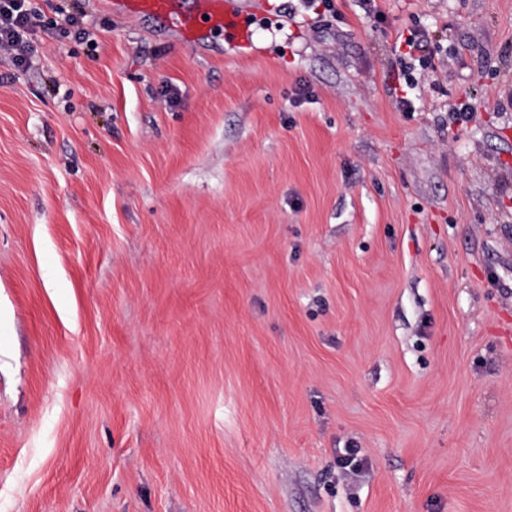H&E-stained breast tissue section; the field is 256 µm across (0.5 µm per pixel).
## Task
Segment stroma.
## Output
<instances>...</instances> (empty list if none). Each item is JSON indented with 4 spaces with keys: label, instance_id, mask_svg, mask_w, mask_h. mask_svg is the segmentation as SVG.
Masks as SVG:
<instances>
[{
    "label": "stroma",
    "instance_id": "stroma-1",
    "mask_svg": "<svg viewBox=\"0 0 512 512\" xmlns=\"http://www.w3.org/2000/svg\"><path fill=\"white\" fill-rule=\"evenodd\" d=\"M227 2L0 53V512H512V0ZM204 13L208 16V22L214 30L232 28L238 38H245L247 30L236 26V15L229 13L224 8V0H204ZM401 34L399 38H401L400 46H406L407 51L405 54L409 55L412 59H415L419 62L420 65L426 68L434 69L435 65L432 62L431 58H428L424 55H418V53L423 51L422 45V34L419 33L418 30H409L408 35ZM353 447L351 445L348 448H343V452L339 449L337 462L345 474L358 477L363 468V459L359 457L360 448Z\"/></svg>",
    "mask_w": 512,
    "mask_h": 512
}]
</instances>
